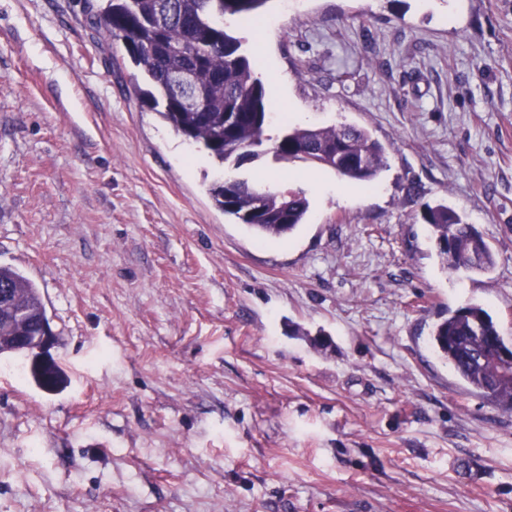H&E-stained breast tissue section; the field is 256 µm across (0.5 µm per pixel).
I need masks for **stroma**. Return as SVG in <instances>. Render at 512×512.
<instances>
[{
	"instance_id": "obj_1",
	"label": "stroma",
	"mask_w": 512,
	"mask_h": 512,
	"mask_svg": "<svg viewBox=\"0 0 512 512\" xmlns=\"http://www.w3.org/2000/svg\"><path fill=\"white\" fill-rule=\"evenodd\" d=\"M272 118L366 129L370 187L271 157L305 191L260 239L139 96L84 0H0V265L38 289L65 382L0 357V512H512V413L436 354L483 305L512 339V0H268ZM494 258L442 269L424 204Z\"/></svg>"
}]
</instances>
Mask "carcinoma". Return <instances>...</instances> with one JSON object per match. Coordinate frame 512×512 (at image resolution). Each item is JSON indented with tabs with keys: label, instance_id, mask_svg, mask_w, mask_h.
<instances>
[{
	"label": "carcinoma",
	"instance_id": "obj_1",
	"mask_svg": "<svg viewBox=\"0 0 512 512\" xmlns=\"http://www.w3.org/2000/svg\"><path fill=\"white\" fill-rule=\"evenodd\" d=\"M268 0H98V32L123 41L133 64L149 80L146 105L184 140L199 144L223 166L236 169L267 155L277 162H304L336 171L366 186L385 167L384 150L361 128H313L283 124L268 134L267 92L255 77V61L241 39L228 33L226 17L256 19ZM186 74L192 101L174 90L172 78ZM209 195L224 214L247 225L262 238H279L304 223L309 200L301 189L263 187L247 178L213 184ZM421 220L431 227L442 268L484 272L493 266L491 252L473 227L443 204H424ZM13 289L14 307L1 315L20 314L25 334L49 321L38 289L19 271L0 266V287ZM435 352L469 390L512 412V370L487 354L495 346L512 351L492 316L478 304L457 309L438 322L430 335ZM31 375L46 389L63 381L54 364Z\"/></svg>",
	"mask_w": 512,
	"mask_h": 512
}]
</instances>
